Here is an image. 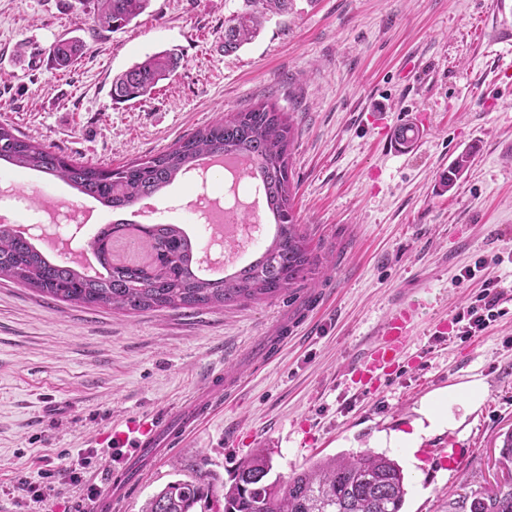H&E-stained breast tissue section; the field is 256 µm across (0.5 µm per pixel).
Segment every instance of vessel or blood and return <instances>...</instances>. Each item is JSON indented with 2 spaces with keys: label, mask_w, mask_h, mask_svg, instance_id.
<instances>
[{
  "label": "vessel or blood",
  "mask_w": 512,
  "mask_h": 512,
  "mask_svg": "<svg viewBox=\"0 0 512 512\" xmlns=\"http://www.w3.org/2000/svg\"><path fill=\"white\" fill-rule=\"evenodd\" d=\"M423 136L421 126H399L390 146L400 154L417 144ZM409 309L399 308L378 330V339L351 370L350 384L362 392L376 391L382 380L398 370L409 343ZM224 385L223 372L210 373L206 392L195 394L188 406L156 417L152 426L136 437L120 434L112 439V453L119 464L106 476L107 489L89 506L90 512H117L134 485L132 473L143 461L157 463L167 456L178 439L194 429L198 420L213 406V395Z\"/></svg>",
  "instance_id": "vessel-or-blood-1"
}]
</instances>
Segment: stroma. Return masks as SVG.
<instances>
[{"mask_svg":"<svg viewBox=\"0 0 512 512\" xmlns=\"http://www.w3.org/2000/svg\"><path fill=\"white\" fill-rule=\"evenodd\" d=\"M240 0H150L127 27L96 28V0H0V125L60 154L120 166L259 103L289 114L296 208L312 245L331 253L316 287L224 309L126 313L64 303L0 279V512H80L81 487L58 473L79 448L98 454L87 482L104 484L108 443L132 421L184 406L214 370L235 377L215 412L146 472L119 512H142L169 482L196 476L215 490L254 449L288 476L313 461L387 454L407 484L403 512H448L511 474L500 463L512 429V48L494 43V0H293L255 39L224 50V20ZM84 49L65 70L49 50ZM179 49L180 66L141 101L113 102L115 75L149 54ZM405 119L424 128L403 156L385 139ZM470 152L452 190L439 177ZM13 197L0 205L51 211L92 199L34 170L0 165ZM200 177L154 200L156 219L199 236L190 211ZM486 258L472 280L460 271ZM497 278L500 315L482 333L439 338ZM413 307L408 357L372 394L347 373L399 303ZM480 379L482 405L454 433L471 454L449 471L439 456L412 461L396 436L423 399ZM38 478L39 496L22 489Z\"/></svg>","mask_w":512,"mask_h":512,"instance_id":"1","label":"stroma"}]
</instances>
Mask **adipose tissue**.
I'll list each match as a JSON object with an SVG mask.
<instances>
[{
    "mask_svg": "<svg viewBox=\"0 0 512 512\" xmlns=\"http://www.w3.org/2000/svg\"><path fill=\"white\" fill-rule=\"evenodd\" d=\"M483 400L484 389L478 380L449 388L439 397L423 400L419 409L420 417L414 422L412 432L402 434L401 439L413 448L422 436L445 427L457 428L462 423V415L453 414L451 405H458L463 410L462 414H469L477 410Z\"/></svg>",
    "mask_w": 512,
    "mask_h": 512,
    "instance_id": "1",
    "label": "adipose tissue"
}]
</instances>
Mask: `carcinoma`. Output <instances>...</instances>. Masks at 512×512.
I'll list each match as a JSON object with an SVG mask.
<instances>
[{
    "mask_svg": "<svg viewBox=\"0 0 512 512\" xmlns=\"http://www.w3.org/2000/svg\"><path fill=\"white\" fill-rule=\"evenodd\" d=\"M150 0H97L96 23L108 31L132 23ZM292 0H242L224 21V52L252 42L260 19L284 13ZM83 49L80 41H61L51 50L55 65L67 67ZM179 56L164 50L132 65L112 79V99L142 100L176 70ZM296 128L269 103L232 112L168 150L118 167L77 162L0 126V160L55 178L112 210H124L154 197L178 177L214 154L234 150L256 161L265 203L276 227L271 243L258 258L218 280L198 274L195 244L176 224L140 226L141 240L152 261L147 265L112 260V237L128 229L119 219L102 232L94 250L103 273L89 277L43 255L33 244L0 224V278L6 277L55 301L106 307L128 313L167 308L232 307L270 299L296 288H313L323 257L314 252L294 209L292 147ZM470 163L459 154L448 167L443 186L452 190ZM271 458L255 450L236 469L224 494L217 495L199 476L167 484L146 502L143 512H203L210 503L223 512H402L407 488L399 463L384 453L365 451L317 461L283 480L270 478ZM470 512H512V483L496 486L471 504Z\"/></svg>",
    "mask_w": 512,
    "mask_h": 512,
    "instance_id": "1",
    "label": "carcinoma"
}]
</instances>
